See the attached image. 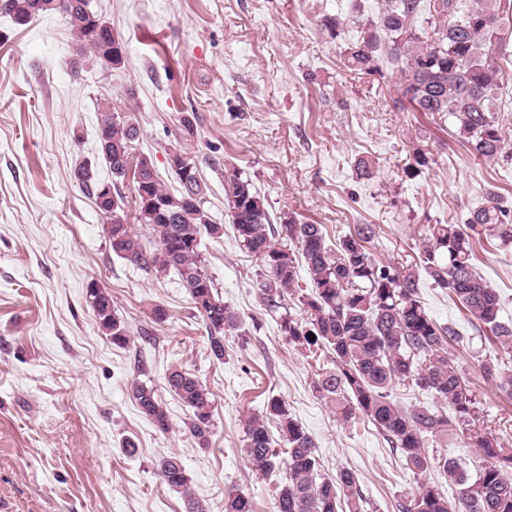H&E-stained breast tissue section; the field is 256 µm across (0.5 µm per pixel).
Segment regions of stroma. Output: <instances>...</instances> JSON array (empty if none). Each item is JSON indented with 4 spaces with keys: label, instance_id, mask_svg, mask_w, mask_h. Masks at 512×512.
Segmentation results:
<instances>
[{
    "label": "stroma",
    "instance_id": "35a3bbf8",
    "mask_svg": "<svg viewBox=\"0 0 512 512\" xmlns=\"http://www.w3.org/2000/svg\"><path fill=\"white\" fill-rule=\"evenodd\" d=\"M352 0H91L126 48L118 69L75 61L61 16L15 25L0 15V512H185L180 493L156 471L178 454L195 497L224 512L238 489L254 512H276L283 471L255 470L244 453L243 419L268 398L283 399L313 437L322 477L353 471L365 512H397L419 475L377 429L336 417L313 388L316 362L281 335V313L302 317L296 299L280 310L262 301L260 272L227 229L224 166L249 176L274 224L300 215L337 240L373 224L377 259L418 260L427 225L462 221L486 189L512 201V164L475 157L446 121L398 108L391 78L357 75L340 61L323 15ZM133 94L136 148L152 157L169 188L182 118L197 126L189 150L207 187L218 238H204V266L226 306L241 317L213 358L201 317L179 276L133 268L111 250L106 217L75 185L98 157L97 104ZM429 169L407 178L414 148ZM375 160L379 176L357 177L355 161ZM478 270L512 320V249L478 252ZM112 296L130 342L100 330L87 298L91 283ZM421 296L465 341L453 349L485 428L512 441V397L485 379L480 361L495 347L478 336L446 293L422 281ZM167 312L153 318L154 306ZM182 367L210 389L209 447H199L188 410L166 375ZM153 386L172 424L159 432L132 385Z\"/></svg>",
    "mask_w": 512,
    "mask_h": 512
}]
</instances>
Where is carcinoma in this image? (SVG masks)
Returning a JSON list of instances; mask_svg holds the SVG:
<instances>
[{"label": "carcinoma", "instance_id": "obj_1", "mask_svg": "<svg viewBox=\"0 0 512 512\" xmlns=\"http://www.w3.org/2000/svg\"><path fill=\"white\" fill-rule=\"evenodd\" d=\"M0 13L24 26L40 15L65 19L79 59L104 64L112 51V29L90 8V0H0ZM321 27L333 39L356 30L341 47V61L356 74L394 75L398 101L412 112L448 120L455 136L486 162L512 160V106L503 102L506 73L499 64L512 42V0H376L374 15L325 16ZM134 93L98 104V153L122 181L132 177L136 219L147 226L155 249L143 243L134 225L121 215L124 196L118 184L112 195L97 199L99 182L91 166L81 163L73 175L78 187L94 198L98 211L112 220L107 234L112 252L128 265L156 275L178 273L207 331L210 352L224 358V333L239 325L238 315L224 305L213 279L204 269L200 247L204 236L221 232L208 209L198 210L184 190L172 192L150 157L136 152V126L121 116L132 112ZM423 148L412 153L405 169L413 177L430 166ZM163 208L144 214L143 199ZM224 201L235 239L259 260V295L277 307L292 293L305 318L280 316L288 342L309 350L332 351L330 369L317 373L318 396L342 420L373 424L416 474L436 467L457 487L451 503L441 486L422 481L415 493L396 505L397 512H512V446L490 431L476 428L479 410L466 388L450 348L464 340L452 323L435 319L420 291V278L447 293L472 318L477 333L492 337L498 351L512 357V323L502 320V302L478 271L475 248L481 241L512 245V208L488 191L483 202L461 224H430L421 239L419 264L382 262L368 243L372 224L328 243L325 228L288 217L273 227L265 196L234 166H224ZM102 332L112 344L130 342L127 328L112 306V295L87 292ZM480 370L512 395V374L501 370L499 357L481 360ZM427 392L432 402L406 408L392 395L396 382ZM169 389L190 411L187 426L199 447L209 445L213 401L193 372L175 368L167 375ZM142 412L161 432L171 428L169 415L155 389L132 385ZM275 422L286 456L273 450L269 423ZM244 452L259 471L282 468L286 482L278 494L277 512H364L358 478L342 470L334 479L318 474L312 436L291 416L286 404L268 400L261 413L244 419ZM450 435L466 436L486 463L472 477L454 457L435 458L428 445ZM158 476L183 496L186 512H206L193 495L183 462L175 453L156 464ZM241 491L225 494L224 512H253Z\"/></svg>", "mask_w": 512, "mask_h": 512}]
</instances>
